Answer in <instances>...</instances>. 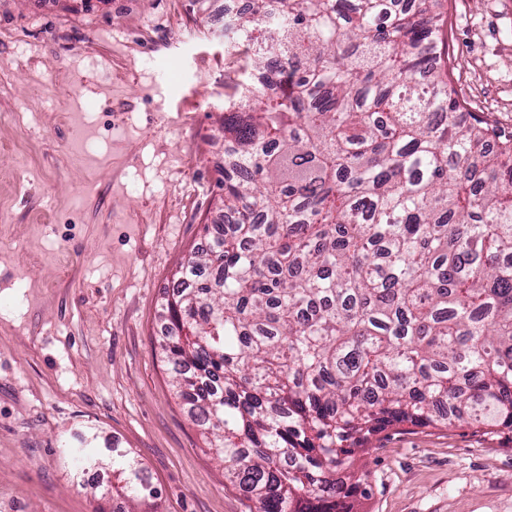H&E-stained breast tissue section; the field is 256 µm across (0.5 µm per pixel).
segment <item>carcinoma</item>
I'll return each mask as SVG.
<instances>
[{"instance_id": "obj_1", "label": "carcinoma", "mask_w": 512, "mask_h": 512, "mask_svg": "<svg viewBox=\"0 0 512 512\" xmlns=\"http://www.w3.org/2000/svg\"><path fill=\"white\" fill-rule=\"evenodd\" d=\"M251 0L224 105L222 217L160 342L255 512H343L354 449L393 424L512 431V124L461 111L445 0ZM99 466L89 436L65 444ZM112 512H158L112 451Z\"/></svg>"}]
</instances>
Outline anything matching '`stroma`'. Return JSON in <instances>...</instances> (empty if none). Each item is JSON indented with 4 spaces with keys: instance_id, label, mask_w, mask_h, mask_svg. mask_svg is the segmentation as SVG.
Wrapping results in <instances>:
<instances>
[{
    "instance_id": "35a3bbf8",
    "label": "stroma",
    "mask_w": 512,
    "mask_h": 512,
    "mask_svg": "<svg viewBox=\"0 0 512 512\" xmlns=\"http://www.w3.org/2000/svg\"><path fill=\"white\" fill-rule=\"evenodd\" d=\"M450 80L512 119V0H447ZM224 0H0V512H93L63 445L133 452L160 512H251L175 395L161 303L219 217ZM350 512H512V440L393 425Z\"/></svg>"
}]
</instances>
